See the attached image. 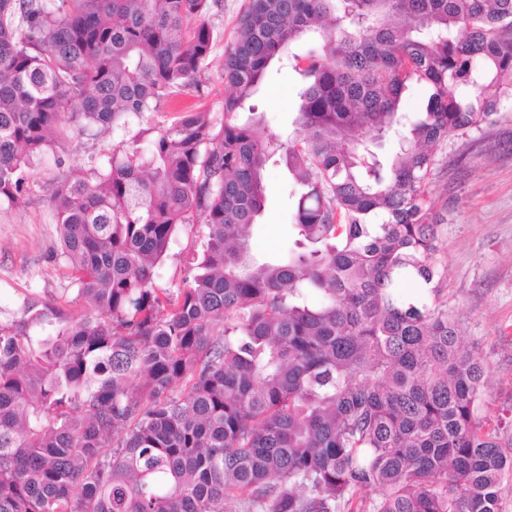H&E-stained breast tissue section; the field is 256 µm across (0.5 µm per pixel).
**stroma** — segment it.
Here are the masks:
<instances>
[{
	"instance_id": "stroma-1",
	"label": "stroma",
	"mask_w": 512,
	"mask_h": 512,
	"mask_svg": "<svg viewBox=\"0 0 512 512\" xmlns=\"http://www.w3.org/2000/svg\"><path fill=\"white\" fill-rule=\"evenodd\" d=\"M244 0H221L211 22L221 37L206 73L209 95L187 92L158 111L144 113L108 132L64 130L52 153L34 161L21 204L0 206V321L17 319L28 303L82 308L70 263L60 254L51 195L74 168L103 167L118 144H131L143 128H165L179 113L220 109L224 101V50L234 39ZM299 80L291 66L275 64L252 103L264 117V132L279 141L294 134ZM430 196L447 218L437 259L446 271L443 294L465 339L474 347L487 379L491 425L508 419L512 436V110L494 124L469 129L445 142ZM266 207L251 241L258 252L286 249L294 240V188L287 171L268 165ZM203 238L197 225L178 228L157 268L159 288L181 286Z\"/></svg>"
}]
</instances>
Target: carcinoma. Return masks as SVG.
I'll return each mask as SVG.
<instances>
[{"label": "carcinoma", "instance_id": "cac0c4a2", "mask_svg": "<svg viewBox=\"0 0 512 512\" xmlns=\"http://www.w3.org/2000/svg\"><path fill=\"white\" fill-rule=\"evenodd\" d=\"M219 2L0 0V205L64 126L206 94ZM307 34L294 137L234 122ZM223 76L220 113L54 191L85 307L0 322V512H498L512 442L442 296L429 185L438 145L512 105V0H248ZM414 82L432 93L406 123ZM271 163L300 187L297 238L264 255ZM184 224L203 251L156 288Z\"/></svg>", "mask_w": 512, "mask_h": 512}]
</instances>
